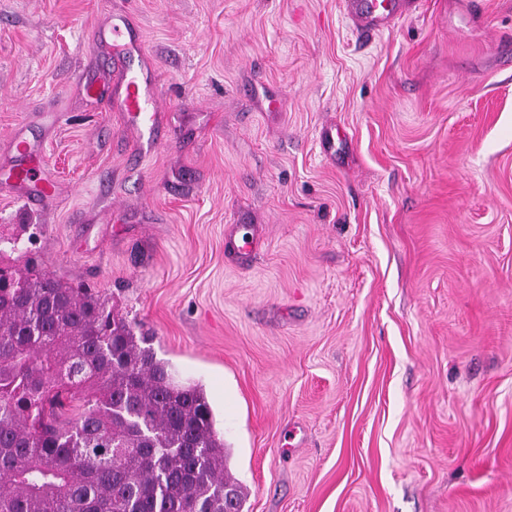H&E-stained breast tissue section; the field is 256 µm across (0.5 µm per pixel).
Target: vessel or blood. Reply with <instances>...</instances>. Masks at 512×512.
<instances>
[{
    "mask_svg": "<svg viewBox=\"0 0 512 512\" xmlns=\"http://www.w3.org/2000/svg\"><path fill=\"white\" fill-rule=\"evenodd\" d=\"M345 10L355 29L366 34L392 29L400 17L417 0H343ZM97 51L108 54L114 69L121 71L120 83L111 77L80 76L77 87L83 96L95 98L109 95L113 105L124 114L126 126L138 135L157 139L168 125L167 114L158 104V94L150 77L148 60L142 59V47L131 19L125 14H109L96 45ZM140 57L138 68H130L132 57ZM14 155L7 166L5 184L9 190L37 205L52 202L59 186L49 169L38 162L33 145L23 137L12 142Z\"/></svg>",
    "mask_w": 512,
    "mask_h": 512,
    "instance_id": "1",
    "label": "vessel or blood"
}]
</instances>
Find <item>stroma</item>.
<instances>
[{"instance_id":"stroma-1","label":"stroma","mask_w":512,"mask_h":512,"mask_svg":"<svg viewBox=\"0 0 512 512\" xmlns=\"http://www.w3.org/2000/svg\"><path fill=\"white\" fill-rule=\"evenodd\" d=\"M112 11L166 146L74 89ZM16 133L61 190L0 189V259L95 288L204 389L243 512H512V0L369 37L340 0H0Z\"/></svg>"}]
</instances>
